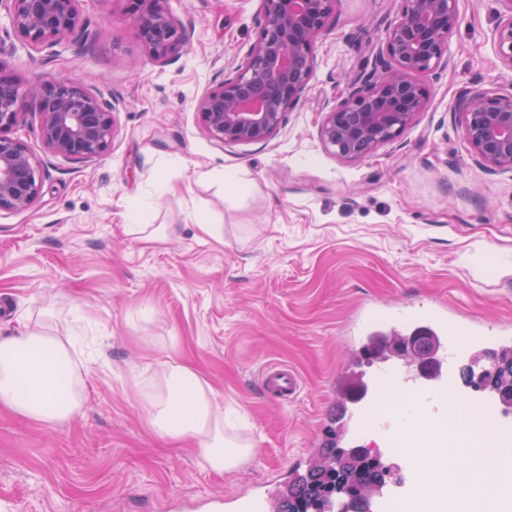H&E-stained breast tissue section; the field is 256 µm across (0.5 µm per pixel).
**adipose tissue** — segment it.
Segmentation results:
<instances>
[{"instance_id": "adipose-tissue-1", "label": "adipose tissue", "mask_w": 512, "mask_h": 512, "mask_svg": "<svg viewBox=\"0 0 512 512\" xmlns=\"http://www.w3.org/2000/svg\"><path fill=\"white\" fill-rule=\"evenodd\" d=\"M74 338L37 324L16 336L0 337V408L42 424L78 414L83 403V368L74 360ZM149 430L171 444L192 442L199 462L216 473L251 460L253 439L229 431L224 411L202 376L172 360L140 381ZM447 448H439L440 440ZM426 458L424 482L447 496L449 512H501L512 499V456L494 447L481 421L428 432L418 450Z\"/></svg>"}]
</instances>
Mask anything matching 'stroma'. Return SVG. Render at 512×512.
<instances>
[{
    "label": "stroma",
    "instance_id": "stroma-1",
    "mask_svg": "<svg viewBox=\"0 0 512 512\" xmlns=\"http://www.w3.org/2000/svg\"><path fill=\"white\" fill-rule=\"evenodd\" d=\"M186 45L148 60L123 0H82L85 49L35 50L6 37L0 57L21 82L67 76L112 98L114 137L99 160L50 153L37 115L14 129L43 166L24 211H0V336L41 316L81 329L82 413L46 425L0 411V512H223L273 497L304 470L333 426L337 383L363 343L369 305L443 307L459 363L512 341V171L474 161L451 106L467 88L508 89L493 31L499 0H459L449 64L429 80L425 112L395 141L346 162L319 136L324 101L370 71L400 0H338L315 45L305 99L269 139L223 145L195 104L234 77L255 41L262 0H166ZM223 232L201 237L195 215ZM163 225L140 240L131 223ZM170 360L195 366L221 405L236 409L256 455L224 474L147 428L134 379ZM292 370L288 399L266 390L269 366Z\"/></svg>",
    "mask_w": 512,
    "mask_h": 512
}]
</instances>
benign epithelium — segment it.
I'll return each instance as SVG.
<instances>
[{
  "label": "benign epithelium",
  "mask_w": 512,
  "mask_h": 512,
  "mask_svg": "<svg viewBox=\"0 0 512 512\" xmlns=\"http://www.w3.org/2000/svg\"><path fill=\"white\" fill-rule=\"evenodd\" d=\"M13 33L35 50L62 40L81 43V0H4ZM150 58L166 62L185 45L165 0H124ZM263 21L237 74L207 88L195 107L206 133L222 144L260 142L281 127L311 87L314 46L332 23L337 0H263ZM376 54V66L346 82L330 103L319 135L325 149L357 161L394 141L426 109L423 78L448 64V39L460 19L457 0H400ZM503 6L493 39L512 71V0ZM114 103L95 85L67 78L25 84L0 58V210H26L39 197L41 162L12 130L31 112L47 150L77 162L101 158L113 138ZM451 111L459 118L475 162L489 172L512 170V89H470Z\"/></svg>",
  "instance_id": "benign-epithelium-1"
}]
</instances>
